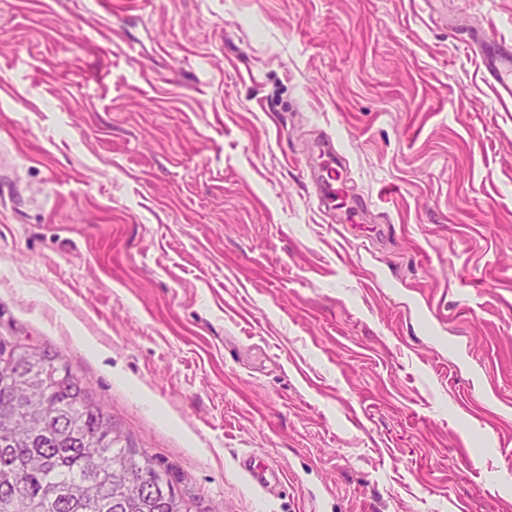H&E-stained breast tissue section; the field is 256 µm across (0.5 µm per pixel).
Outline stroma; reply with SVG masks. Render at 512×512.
Returning a JSON list of instances; mask_svg holds the SVG:
<instances>
[{
  "label": "stroma",
  "instance_id": "35a3bbf8",
  "mask_svg": "<svg viewBox=\"0 0 512 512\" xmlns=\"http://www.w3.org/2000/svg\"><path fill=\"white\" fill-rule=\"evenodd\" d=\"M480 33L512 44V0H0V335L62 354L192 512H512ZM327 140L363 217L320 208ZM241 468L249 480L257 487L264 488L269 482V476L275 473L272 460L256 461L251 455L242 457Z\"/></svg>",
  "mask_w": 512,
  "mask_h": 512
}]
</instances>
